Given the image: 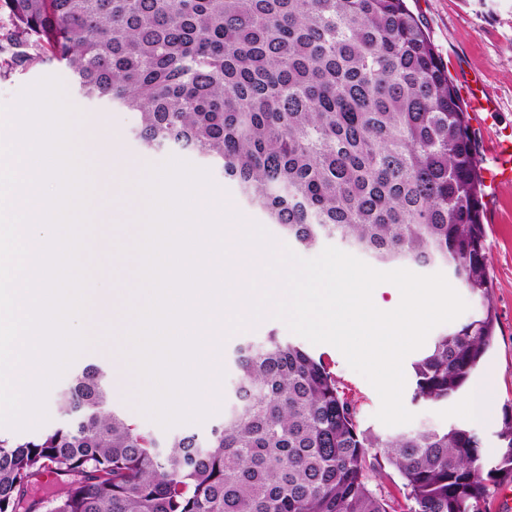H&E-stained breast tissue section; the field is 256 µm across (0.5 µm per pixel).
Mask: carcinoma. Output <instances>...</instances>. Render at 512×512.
Listing matches in <instances>:
<instances>
[{"instance_id": "1", "label": "carcinoma", "mask_w": 512, "mask_h": 512, "mask_svg": "<svg viewBox=\"0 0 512 512\" xmlns=\"http://www.w3.org/2000/svg\"><path fill=\"white\" fill-rule=\"evenodd\" d=\"M16 66L60 64L78 92L140 114L151 152L190 150L305 249L336 237L382 263L441 261L491 283L483 180L460 95L406 0H0ZM487 304L413 364L412 400L463 390L490 348ZM235 399L209 432L160 439L112 409L89 363L61 422L0 436V512H476L512 476V411L483 473L464 425L385 440L323 357L270 335L238 347ZM382 449V455L370 454ZM403 481L396 511L383 465ZM65 478L43 490L48 470Z\"/></svg>"}]
</instances>
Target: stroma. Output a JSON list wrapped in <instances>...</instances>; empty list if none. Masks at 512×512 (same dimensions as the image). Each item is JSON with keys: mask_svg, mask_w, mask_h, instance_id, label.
Masks as SVG:
<instances>
[{"mask_svg": "<svg viewBox=\"0 0 512 512\" xmlns=\"http://www.w3.org/2000/svg\"><path fill=\"white\" fill-rule=\"evenodd\" d=\"M408 5L428 30L437 52L448 66V75L455 87L474 84L496 103L494 120L481 123L474 129L480 165L489 167L502 130H512V0H408ZM49 75L62 80L67 101L79 113L74 129L76 139H83L88 130L97 129L113 133V149L120 157L152 166L167 160V153L146 152L132 136L131 131L138 123L136 113L95 99L78 97L70 72L57 65L36 64L26 70L17 68L7 48L0 50V104H14L25 87ZM209 173L218 199L236 212L243 222L267 225L278 243L288 244V237L277 225L268 224L265 215L248 203L237 184L226 179L220 168L210 167ZM483 200L485 246L492 282L490 300L497 314V325L493 346L480 366L495 368L498 373L496 412L489 421L470 422L457 412L458 398L437 404L415 402L411 399L413 387L409 384L404 387L402 401L414 415L413 421L407 425L408 430L468 424L481 437L485 447L483 460L491 466L498 459L496 433L505 411L512 408V183L485 193ZM90 211L89 249L101 250L104 240L112 237L127 239L136 232L133 225L113 223L112 205L99 194H92ZM137 269L138 261L131 254L108 255L101 264L90 267L88 298L96 311L99 340L79 356V363L110 364L113 350L121 347L122 333L112 320V305L104 291L113 284L133 291L137 285ZM272 332L290 341L295 338L287 325L278 319L258 322L241 335L225 337L222 354L225 396H232L237 383L238 372L232 363L235 346L244 339L261 341ZM308 350L329 363L341 391L355 402L357 420L362 428L380 437L396 434V427L384 425L375 417L380 407L377 391L349 367L336 347L326 343L312 344Z\"/></svg>", "mask_w": 512, "mask_h": 512, "instance_id": "35a3bbf8", "label": "stroma"}]
</instances>
